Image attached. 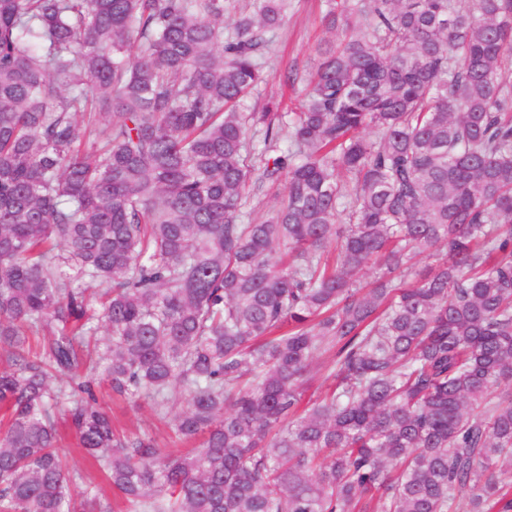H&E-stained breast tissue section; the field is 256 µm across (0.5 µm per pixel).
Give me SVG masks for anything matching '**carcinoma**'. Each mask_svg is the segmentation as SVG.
<instances>
[{
    "mask_svg": "<svg viewBox=\"0 0 512 512\" xmlns=\"http://www.w3.org/2000/svg\"><path fill=\"white\" fill-rule=\"evenodd\" d=\"M324 3L298 111L244 112L288 0H0V512H110L61 420L126 512H512V0ZM285 193L284 183L269 185L256 195H252L249 207L253 208L258 217L267 215L278 205ZM327 359H320L316 361L308 376L307 383L305 384V391L303 398L305 401L315 399L320 393L326 390L329 380H326L327 370L325 368ZM99 405L112 418V423L119 430L127 433L146 435L153 440L156 448L163 453L174 448L187 451L192 445L178 441L171 428V415L166 418L151 402H137L121 399L115 395L106 383H101L98 390ZM60 455L66 470L75 476H80L77 482L82 485L97 486L108 499L113 512H124V502L110 488L106 478L97 466L76 445V440L65 427L61 428Z\"/></svg>",
    "mask_w": 512,
    "mask_h": 512,
    "instance_id": "carcinoma-1",
    "label": "carcinoma"
}]
</instances>
